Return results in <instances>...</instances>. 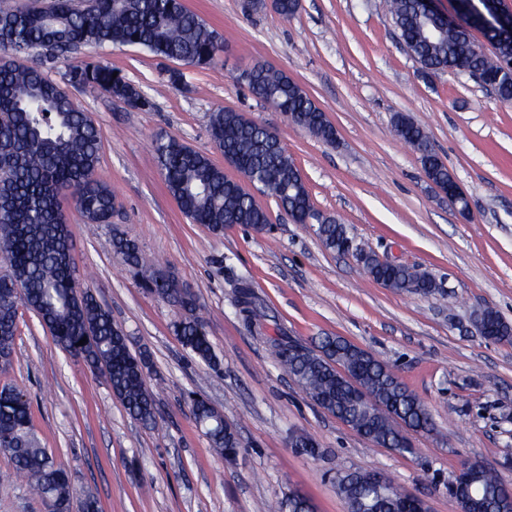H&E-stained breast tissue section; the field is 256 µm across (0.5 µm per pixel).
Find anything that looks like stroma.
Returning a JSON list of instances; mask_svg holds the SVG:
<instances>
[{"label":"stroma","mask_w":512,"mask_h":512,"mask_svg":"<svg viewBox=\"0 0 512 512\" xmlns=\"http://www.w3.org/2000/svg\"><path fill=\"white\" fill-rule=\"evenodd\" d=\"M184 2L223 35L216 63L169 62L138 46L80 50L112 65L149 105L134 111L102 93L73 92L100 128L96 176L112 188L115 211L90 229L69 196L60 198L77 283L92 288L133 350L150 355L145 381L157 424L132 420L104 378L62 352L23 306L0 387L24 391L41 445L100 512H272L291 493L316 512H346L340 469L380 472L429 512H460L448 484L473 457L512 487V344L471 328L484 308L512 323V103L490 98L466 74L424 73L384 0H301L291 17L270 0ZM257 63L304 88L334 124L336 143L249 94L239 75ZM171 69L181 83L169 82ZM220 108L280 138L320 215L380 257L430 272L440 293L383 287L355 256L327 249L316 224L293 223L268 196L257 201L272 232L236 224L216 235L190 223L166 189L153 141L174 136L223 163L209 126ZM397 113L426 130L466 192L469 216L431 187L418 152L394 132ZM117 231L138 242L153 272L195 294L218 367L189 354L174 332L179 308L114 256ZM241 280L266 308L263 331L238 313ZM281 334L307 346L341 336L384 360L426 405L434 431L411 433L414 451L404 455L354 433L280 369L270 339ZM194 394L238 431L236 462L218 456L197 425ZM294 434L318 455L289 447Z\"/></svg>","instance_id":"1"}]
</instances>
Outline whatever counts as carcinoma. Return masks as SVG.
Returning <instances> with one entry per match:
<instances>
[{
    "mask_svg": "<svg viewBox=\"0 0 512 512\" xmlns=\"http://www.w3.org/2000/svg\"><path fill=\"white\" fill-rule=\"evenodd\" d=\"M389 11L407 52L432 73L474 70L490 78L499 100L512 102V42L503 43L486 32L493 46L489 56L467 28L450 27L436 39L426 31L430 22L417 0H388ZM111 43L140 46L163 60L210 65L224 52V37L184 4V0H50L44 8L0 11V358H13L18 306L33 311L53 342L87 368L100 373L128 415L144 426L156 424L155 399L145 382L149 355L134 352L129 336L89 288H75L69 231L59 203L69 191L75 208L88 224H106L112 217L111 188L95 175L101 132L95 121L72 102L67 91L42 69L19 62L26 44L51 47L55 57L73 47ZM115 69L94 58L69 67L65 76L80 89L101 92L124 102L140 93ZM249 92L282 112L327 143L336 142V129L324 111L286 73L260 64L247 81ZM397 135L419 154L431 178L448 182L451 173L432 146L424 128L408 116L393 120ZM213 141L230 166L271 186L269 195L287 213L311 215L323 245L340 254L356 252L367 274L386 288L431 295L437 290L427 272L380 261L372 252L353 247L345 225L316 212L300 171L285 148L271 141L263 126L231 110L211 115ZM154 154L170 195L194 224L221 234L231 224L260 230L269 223L255 196L215 165L209 156L175 137L155 140ZM115 256L132 268L144 265L138 244L124 236L112 238ZM150 289L182 311L175 332L183 347L209 366L218 365L197 298L190 291L169 288L158 277ZM245 319L257 325L267 319L250 285L239 283ZM473 319L486 332L482 338L512 343V324L493 309ZM85 344H79L80 340ZM279 363L322 409L356 434L399 453L411 452L408 431L430 432L434 424L427 407L395 375L389 365L341 336H324L308 348L289 336L277 339ZM365 389L370 400L360 403L352 385ZM196 423L212 447L232 462L240 439L224 417L203 398L192 400ZM0 453L9 456L15 473L24 475L41 498L46 512L98 510L96 498L73 487L65 471L42 447L33 431L28 399L22 390L0 388ZM336 491L347 512H399L404 492L390 484L378 490L370 474L345 470L336 474ZM461 495L467 512H512V489L488 467L475 472ZM277 512H309L306 501L290 494Z\"/></svg>",
    "mask_w": 512,
    "mask_h": 512,
    "instance_id": "cac0c4a2",
    "label": "carcinoma"
}]
</instances>
